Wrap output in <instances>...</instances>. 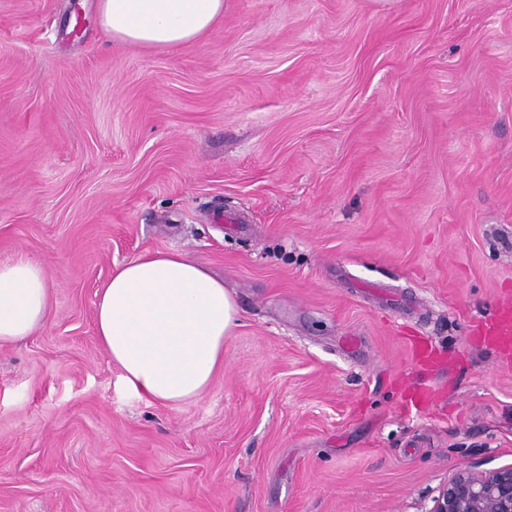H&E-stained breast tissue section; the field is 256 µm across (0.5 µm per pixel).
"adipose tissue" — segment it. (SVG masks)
I'll list each match as a JSON object with an SVG mask.
<instances>
[{"instance_id": "adipose-tissue-1", "label": "adipose tissue", "mask_w": 512, "mask_h": 512, "mask_svg": "<svg viewBox=\"0 0 512 512\" xmlns=\"http://www.w3.org/2000/svg\"><path fill=\"white\" fill-rule=\"evenodd\" d=\"M223 13L224 0H98L106 34L146 47L191 43ZM49 316L42 266L25 257L0 262V344L31 335ZM240 319L223 280L179 250L116 266L95 310L100 343L125 384L165 405L206 393Z\"/></svg>"}]
</instances>
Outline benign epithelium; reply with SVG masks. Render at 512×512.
Returning a JSON list of instances; mask_svg holds the SVG:
<instances>
[{"label":"benign epithelium","mask_w":512,"mask_h":512,"mask_svg":"<svg viewBox=\"0 0 512 512\" xmlns=\"http://www.w3.org/2000/svg\"><path fill=\"white\" fill-rule=\"evenodd\" d=\"M429 512H512V464L453 471L438 488Z\"/></svg>","instance_id":"1"}]
</instances>
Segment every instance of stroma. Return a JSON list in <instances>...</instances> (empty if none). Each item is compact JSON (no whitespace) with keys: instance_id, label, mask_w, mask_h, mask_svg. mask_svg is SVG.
<instances>
[{"instance_id":"35a3bbf8","label":"stroma","mask_w":512,"mask_h":512,"mask_svg":"<svg viewBox=\"0 0 512 512\" xmlns=\"http://www.w3.org/2000/svg\"><path fill=\"white\" fill-rule=\"evenodd\" d=\"M97 0H0V512H428L512 464V0H224L172 48ZM178 249L241 324L200 399L125 388L115 265ZM50 316V286L42 266L26 257L0 262V344L29 336ZM484 336L500 348L512 346V310L504 307L499 314L483 325Z\"/></svg>"}]
</instances>
